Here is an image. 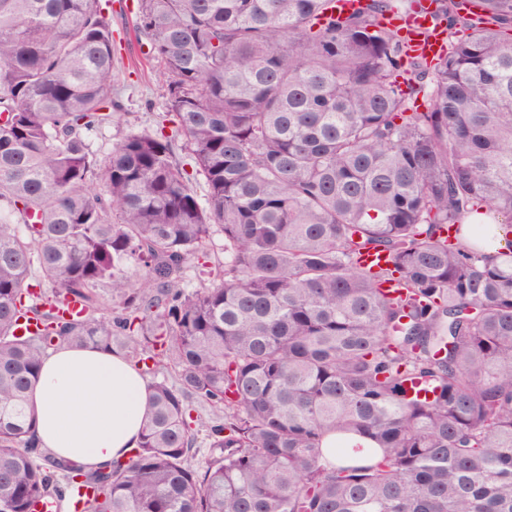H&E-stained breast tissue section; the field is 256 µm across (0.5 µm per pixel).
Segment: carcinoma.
I'll list each match as a JSON object with an SVG mask.
<instances>
[{
    "label": "carcinoma",
    "instance_id": "cac0c4a2",
    "mask_svg": "<svg viewBox=\"0 0 512 512\" xmlns=\"http://www.w3.org/2000/svg\"><path fill=\"white\" fill-rule=\"evenodd\" d=\"M334 2L137 0L173 129L99 159L112 0H0V512L72 487L79 512H512V257L481 254L488 221L458 241L481 208L512 218V0H437L433 63L381 23L420 0ZM215 227L224 264L189 290ZM62 344L152 375L126 461L36 445Z\"/></svg>",
    "mask_w": 512,
    "mask_h": 512
}]
</instances>
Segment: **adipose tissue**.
I'll list each match as a JSON object with an SVG mask.
<instances>
[{
    "label": "adipose tissue",
    "instance_id": "1",
    "mask_svg": "<svg viewBox=\"0 0 512 512\" xmlns=\"http://www.w3.org/2000/svg\"><path fill=\"white\" fill-rule=\"evenodd\" d=\"M150 394L122 354L63 345L44 360L27 409L43 448L92 469L139 446Z\"/></svg>",
    "mask_w": 512,
    "mask_h": 512
}]
</instances>
